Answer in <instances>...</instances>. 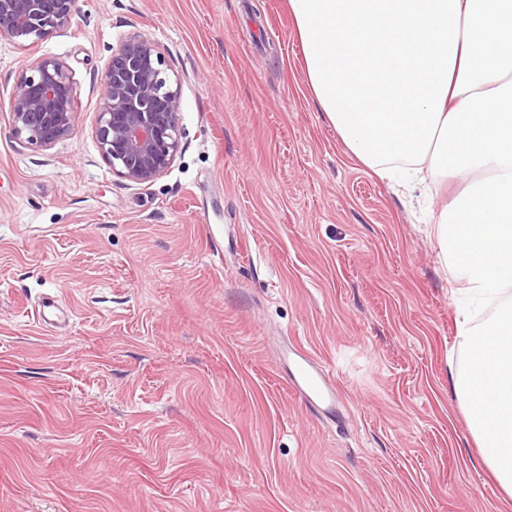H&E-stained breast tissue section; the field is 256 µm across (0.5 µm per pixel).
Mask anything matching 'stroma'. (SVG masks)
Wrapping results in <instances>:
<instances>
[{
  "mask_svg": "<svg viewBox=\"0 0 512 512\" xmlns=\"http://www.w3.org/2000/svg\"><path fill=\"white\" fill-rule=\"evenodd\" d=\"M0 40V512H512L452 383L459 300L433 223L356 161L308 86L287 0H79ZM180 81L183 149L132 184L94 137L123 37ZM78 94L72 136L11 134L23 64ZM68 310L52 333L34 311ZM336 368V412L289 379Z\"/></svg>",
  "mask_w": 512,
  "mask_h": 512,
  "instance_id": "stroma-1",
  "label": "stroma"
}]
</instances>
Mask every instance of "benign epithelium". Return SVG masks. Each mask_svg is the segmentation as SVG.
<instances>
[{"mask_svg":"<svg viewBox=\"0 0 512 512\" xmlns=\"http://www.w3.org/2000/svg\"><path fill=\"white\" fill-rule=\"evenodd\" d=\"M77 0H0V39L31 47L72 27ZM94 135L112 172L149 186L181 150L180 92L167 73L158 42L125 36L106 61ZM12 135L48 149L74 130L78 97L63 61L40 56L24 65L9 95Z\"/></svg>","mask_w":512,"mask_h":512,"instance_id":"benign-epithelium-1","label":"benign epithelium"}]
</instances>
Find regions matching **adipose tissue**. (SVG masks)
I'll return each instance as SVG.
<instances>
[{"mask_svg": "<svg viewBox=\"0 0 512 512\" xmlns=\"http://www.w3.org/2000/svg\"><path fill=\"white\" fill-rule=\"evenodd\" d=\"M313 97L351 154L412 193L465 186L435 237L469 310L456 396L512 495V0H288Z\"/></svg>", "mask_w": 512, "mask_h": 512, "instance_id": "adipose-tissue-1", "label": "adipose tissue"}]
</instances>
